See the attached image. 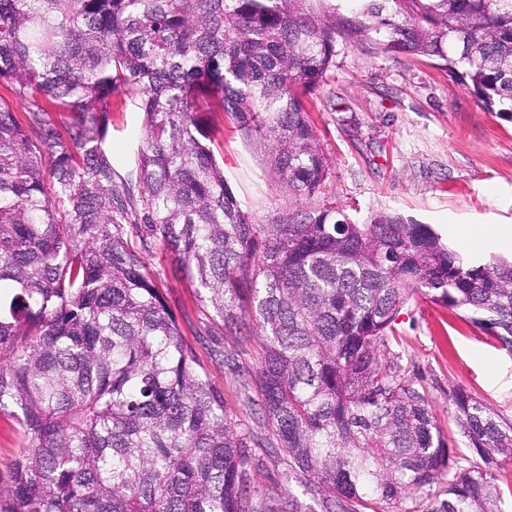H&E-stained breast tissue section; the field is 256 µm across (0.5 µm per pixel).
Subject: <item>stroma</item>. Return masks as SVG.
<instances>
[{"label":"stroma","mask_w":512,"mask_h":512,"mask_svg":"<svg viewBox=\"0 0 512 512\" xmlns=\"http://www.w3.org/2000/svg\"><path fill=\"white\" fill-rule=\"evenodd\" d=\"M113 100L107 147L117 173L133 178L142 114L137 99L118 93ZM304 102L331 163L326 192L357 218L371 210L394 212L430 225L455 250L466 234L512 225V122L488 111L443 60L384 51L369 41L342 47L324 86ZM211 125L224 178L242 207L263 217L282 206L281 185L230 117L214 113ZM146 260L162 269L161 291L186 344L223 391L229 415L266 434L253 382L261 349L251 326L224 335L169 257L156 250ZM381 361L400 365L428 387L437 423L455 436L459 454L467 448L455 435L449 390L464 389L512 423V353L473 324L468 310L423 295L411 299L393 324ZM288 469L279 450L249 453L252 490L274 497L279 507L294 502L301 512H318L319 498Z\"/></svg>","instance_id":"35a3bbf8"}]
</instances>
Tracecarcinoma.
Returning a JSON list of instances; mask_svg holds the SVG:
<instances>
[{
  "instance_id": "cac0c4a2",
  "label": "carcinoma",
  "mask_w": 512,
  "mask_h": 512,
  "mask_svg": "<svg viewBox=\"0 0 512 512\" xmlns=\"http://www.w3.org/2000/svg\"><path fill=\"white\" fill-rule=\"evenodd\" d=\"M443 60L512 121V0H0V413L19 459L0 512H282L248 490L249 448L288 454L324 512H377L448 478L433 512H501L493 471L512 423L450 391V455L425 386L380 362L422 294L464 308L512 353V261H466L431 227L359 222L323 188L330 163L303 94L336 45ZM139 99L136 180L105 149L112 96ZM266 157L288 206L263 219L224 179L214 108ZM64 130H59V126ZM159 248L222 331L255 327L272 438L227 417L144 254Z\"/></svg>"
}]
</instances>
